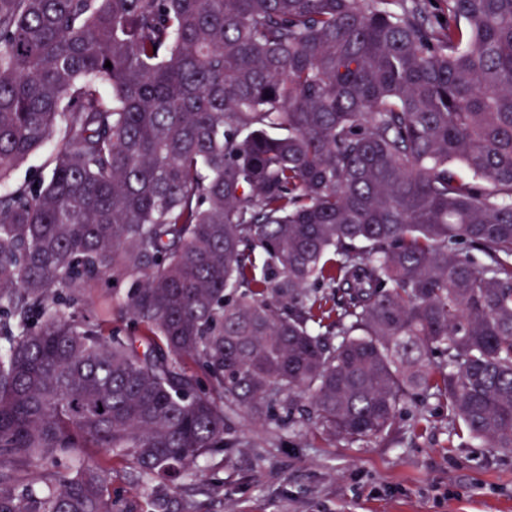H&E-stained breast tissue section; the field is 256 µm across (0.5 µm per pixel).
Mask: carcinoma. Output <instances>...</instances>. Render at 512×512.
I'll return each mask as SVG.
<instances>
[{"mask_svg":"<svg viewBox=\"0 0 512 512\" xmlns=\"http://www.w3.org/2000/svg\"><path fill=\"white\" fill-rule=\"evenodd\" d=\"M52 141L0 193V512H132L99 449L183 512L237 412L441 396L512 452V0H0V185ZM55 147V143L48 144L31 160L20 165L12 173L9 183L33 182L39 180L40 177L47 178L50 171V167L47 166L49 155L54 151Z\"/></svg>","mask_w":512,"mask_h":512,"instance_id":"carcinoma-1","label":"carcinoma"}]
</instances>
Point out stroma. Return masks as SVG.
<instances>
[{
    "label": "stroma",
    "instance_id": "stroma-1",
    "mask_svg": "<svg viewBox=\"0 0 512 512\" xmlns=\"http://www.w3.org/2000/svg\"><path fill=\"white\" fill-rule=\"evenodd\" d=\"M227 441L185 483L195 512H512V454L452 435L433 397L353 445L240 413Z\"/></svg>",
    "mask_w": 512,
    "mask_h": 512
}]
</instances>
